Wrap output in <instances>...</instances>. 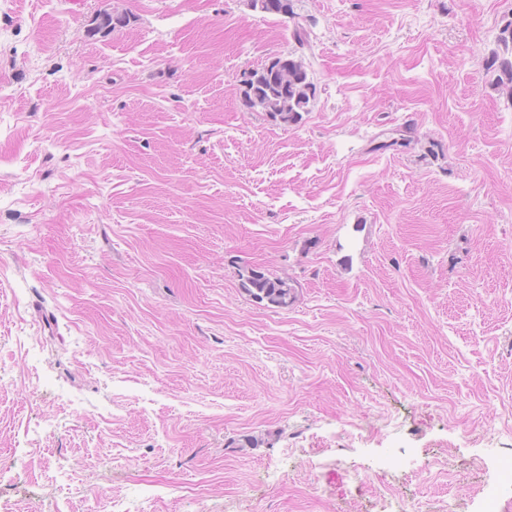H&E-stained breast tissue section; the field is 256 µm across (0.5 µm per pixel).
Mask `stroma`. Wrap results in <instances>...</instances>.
Instances as JSON below:
<instances>
[{"label":"stroma","mask_w":512,"mask_h":512,"mask_svg":"<svg viewBox=\"0 0 512 512\" xmlns=\"http://www.w3.org/2000/svg\"><path fill=\"white\" fill-rule=\"evenodd\" d=\"M296 10L0 0V512H476L512 459V0ZM291 52L284 127L242 80ZM485 70L491 85L512 101V20L502 27L497 48L485 59ZM250 73L249 88L244 90L246 105L285 126L298 124L317 91L302 58L277 57L269 67L265 65ZM243 290L258 303L265 302L267 307L285 308L297 297L294 281L244 267L240 271Z\"/></svg>","instance_id":"35a3bbf8"}]
</instances>
